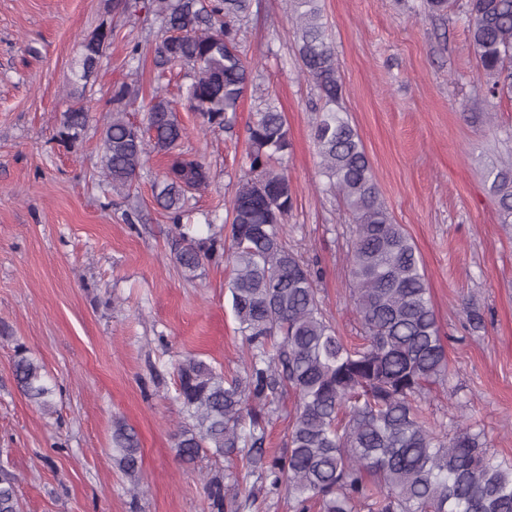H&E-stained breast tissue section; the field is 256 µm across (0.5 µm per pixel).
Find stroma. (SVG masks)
I'll use <instances>...</instances> for the list:
<instances>
[{"label": "stroma", "mask_w": 512, "mask_h": 512, "mask_svg": "<svg viewBox=\"0 0 512 512\" xmlns=\"http://www.w3.org/2000/svg\"><path fill=\"white\" fill-rule=\"evenodd\" d=\"M320 6L338 52L341 106L424 262L449 365L426 412L445 423L464 410L512 462V224L501 223L486 180L512 154V98L484 92L467 0H453L444 15L426 0ZM103 22L113 33L86 88L91 121L83 142L67 148L55 134L75 84L72 64ZM236 27L252 85L233 131H202L191 112H178L189 130L183 151L203 157L212 175L192 194L193 221L229 208L247 127L263 99L273 100L290 131L288 243L316 272L326 318L358 341L349 215L322 189L312 141L319 97L299 68L289 2L250 0ZM159 30L155 15L118 10L114 0H0V464L18 476L23 512H206L212 461L189 466L176 457L183 416L174 365L191 353L226 377L242 374L229 271L208 264L190 280L167 259L171 225L153 196L167 157H152L129 199L104 193L92 177L113 89L134 85L143 102L160 86L176 96L184 82L180 72L154 70ZM135 43L142 53L132 62ZM19 344L57 384L50 410L16 387ZM116 419L139 441L134 481L112 459Z\"/></svg>", "instance_id": "obj_1"}]
</instances>
